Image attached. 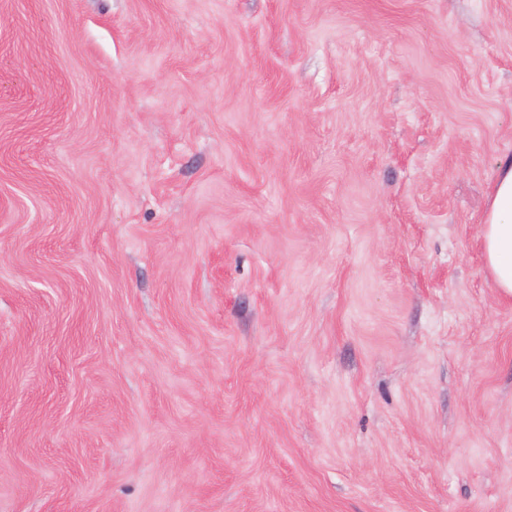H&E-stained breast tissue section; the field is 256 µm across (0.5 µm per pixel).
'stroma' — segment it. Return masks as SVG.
Wrapping results in <instances>:
<instances>
[{"label": "stroma", "instance_id": "obj_1", "mask_svg": "<svg viewBox=\"0 0 512 512\" xmlns=\"http://www.w3.org/2000/svg\"><path fill=\"white\" fill-rule=\"evenodd\" d=\"M512 0H0V512H512ZM480 248L488 277L500 296L512 300V158L497 164L484 214Z\"/></svg>", "mask_w": 512, "mask_h": 512}]
</instances>
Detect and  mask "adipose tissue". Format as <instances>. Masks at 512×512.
<instances>
[{
	"mask_svg": "<svg viewBox=\"0 0 512 512\" xmlns=\"http://www.w3.org/2000/svg\"><path fill=\"white\" fill-rule=\"evenodd\" d=\"M480 248L487 274L500 296L512 300V158L495 170L480 220Z\"/></svg>",
	"mask_w": 512,
	"mask_h": 512,
	"instance_id": "ef3b65f1",
	"label": "adipose tissue"
}]
</instances>
